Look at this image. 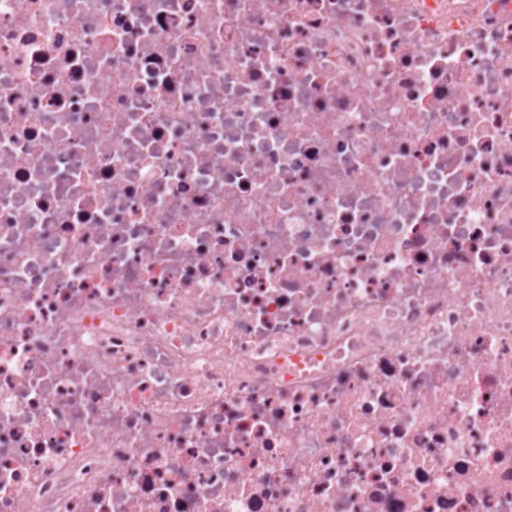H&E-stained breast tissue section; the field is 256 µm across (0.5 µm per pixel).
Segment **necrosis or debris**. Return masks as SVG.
Here are the masks:
<instances>
[{
	"instance_id": "necrosis-or-debris-1",
	"label": "necrosis or debris",
	"mask_w": 512,
	"mask_h": 512,
	"mask_svg": "<svg viewBox=\"0 0 512 512\" xmlns=\"http://www.w3.org/2000/svg\"><path fill=\"white\" fill-rule=\"evenodd\" d=\"M0 512H512V0H0Z\"/></svg>"
}]
</instances>
